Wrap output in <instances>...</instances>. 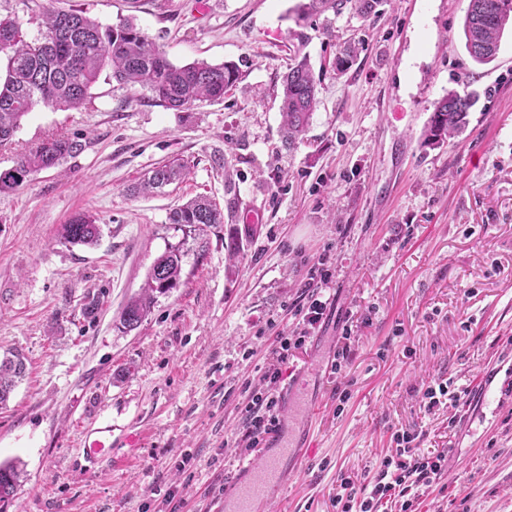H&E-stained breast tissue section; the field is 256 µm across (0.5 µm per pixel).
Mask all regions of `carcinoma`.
<instances>
[{"mask_svg": "<svg viewBox=\"0 0 512 512\" xmlns=\"http://www.w3.org/2000/svg\"><path fill=\"white\" fill-rule=\"evenodd\" d=\"M343 0H308L299 6L301 21L329 10L339 11ZM512 28V0H469L463 35L471 58L479 64L493 61L504 32ZM6 58L0 76V146L11 144L23 117L37 106L63 110L80 109L91 103V87L105 67L112 69L117 82L139 86L152 98L171 109H187L198 101H217L240 80V70L232 62L211 65L194 61L173 64L155 43L133 23L102 27L80 10L49 8L44 29L29 39L14 18H0V56ZM472 94L448 91L437 103L423 132V144L440 147L466 130L475 105ZM316 82L307 57L294 61L283 76L281 133L283 145L292 149L304 140L316 109ZM79 138L52 136L35 149L20 155L14 165L0 171V193L20 187L35 172L59 164L79 154ZM190 174L184 162L172 161L151 170L132 192L153 194ZM238 200H227L226 209L206 195L190 198L173 209L168 223L183 238L170 245L154 261L140 293L125 304L120 323L131 331L148 316L159 294L179 286L185 245L202 227L224 225L225 273L235 276L245 256V246L256 225L235 223ZM101 237V225L88 213H77L62 227V238L73 245L92 246ZM24 358L14 352L0 356V404L6 402L17 379L25 373ZM21 472L14 463L0 464V512L16 496Z\"/></svg>", "mask_w": 512, "mask_h": 512, "instance_id": "carcinoma-1", "label": "carcinoma"}]
</instances>
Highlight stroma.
Listing matches in <instances>:
<instances>
[{"label": "stroma", "instance_id": "35a3bbf8", "mask_svg": "<svg viewBox=\"0 0 512 512\" xmlns=\"http://www.w3.org/2000/svg\"><path fill=\"white\" fill-rule=\"evenodd\" d=\"M300 0H0V16L36 36L47 8L102 26L132 19L175 64L234 62L241 80L218 102L169 109L104 70L84 111L37 106L0 168L53 135L82 152L0 193V355L26 373L0 405V462L22 478L7 512H217L240 469L266 450L236 442L277 333L299 321L309 269L330 273L326 323L288 361L305 382L313 451L258 512H336L342 478L371 480L393 433L444 448L441 478L416 512H512V30L475 63L468 0H380L300 22ZM362 44L344 72L337 55ZM308 57L317 107L303 143L280 147L282 76ZM477 92L453 145L422 133L448 91ZM180 158L188 179L129 189ZM260 215L235 277L224 227L199 236L182 282L133 331L119 322L155 260L180 239L170 212L207 195ZM96 217V247L61 241L75 213ZM97 302L94 316L84 314ZM351 352L340 372L331 362ZM437 379L465 394L428 412ZM456 425H449V416ZM111 427L112 452L88 463L85 431Z\"/></svg>", "mask_w": 512, "mask_h": 512}]
</instances>
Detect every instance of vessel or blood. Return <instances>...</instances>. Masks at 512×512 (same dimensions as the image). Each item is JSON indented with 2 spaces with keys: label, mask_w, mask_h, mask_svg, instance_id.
I'll list each match as a JSON object with an SVG mask.
<instances>
[{
  "label": "vessel or blood",
  "mask_w": 512,
  "mask_h": 512,
  "mask_svg": "<svg viewBox=\"0 0 512 512\" xmlns=\"http://www.w3.org/2000/svg\"><path fill=\"white\" fill-rule=\"evenodd\" d=\"M309 439L287 438L270 449L260 464L246 468L224 497V512H254L256 503L268 498L283 483L284 464L309 446ZM86 459L96 460L112 452V430L104 427L85 433L82 442Z\"/></svg>",
  "instance_id": "1"
}]
</instances>
